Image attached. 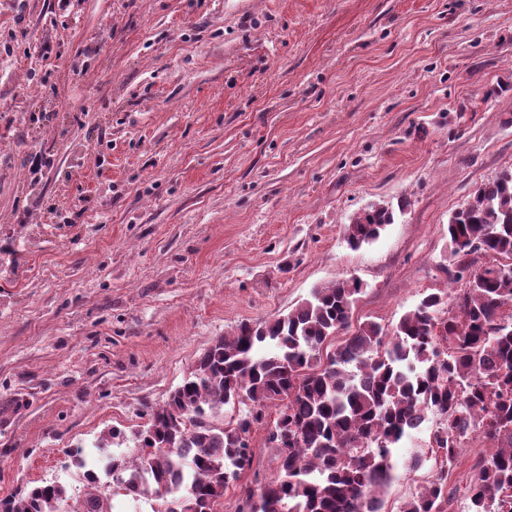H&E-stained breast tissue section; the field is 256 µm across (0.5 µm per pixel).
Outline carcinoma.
Masks as SVG:
<instances>
[{
    "mask_svg": "<svg viewBox=\"0 0 512 512\" xmlns=\"http://www.w3.org/2000/svg\"><path fill=\"white\" fill-rule=\"evenodd\" d=\"M373 204L354 215L345 241H376L395 221ZM455 283L428 293L390 328L352 324L358 280L315 288L285 314L244 321L213 341L191 372L150 410L132 435L130 461L96 444L100 457L76 452L84 492L42 483L0 499V512H112L123 493L178 512H220L230 482L253 458L251 434L263 426L277 477L259 491L243 488L237 512H384L397 476L437 470L398 512H454L448 468L475 434L494 452L472 466L466 512H512V166L480 185L448 219ZM484 256L488 262L477 265ZM275 408L276 417L266 421ZM440 417L429 454L403 461L395 449L419 430L423 414Z\"/></svg>",
    "mask_w": 512,
    "mask_h": 512,
    "instance_id": "1",
    "label": "carcinoma"
}]
</instances>
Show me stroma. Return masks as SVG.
I'll return each instance as SVG.
<instances>
[{"label": "stroma", "instance_id": "35a3bbf8", "mask_svg": "<svg viewBox=\"0 0 512 512\" xmlns=\"http://www.w3.org/2000/svg\"><path fill=\"white\" fill-rule=\"evenodd\" d=\"M509 166L512 0H0V497L80 492L77 447L315 287L386 327L447 291L448 216ZM392 206L373 204L354 215L346 227L345 241L352 249L376 241L389 224H394Z\"/></svg>", "mask_w": 512, "mask_h": 512}]
</instances>
